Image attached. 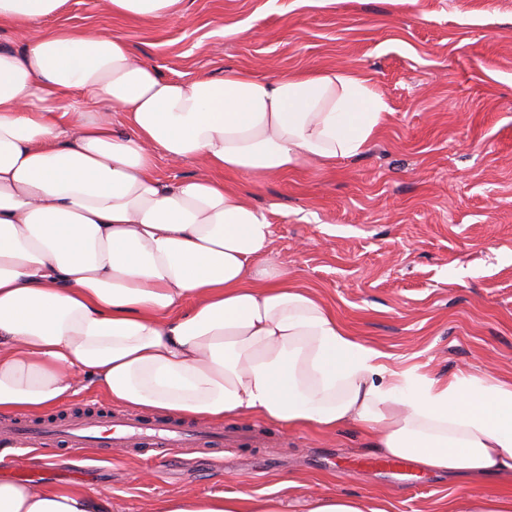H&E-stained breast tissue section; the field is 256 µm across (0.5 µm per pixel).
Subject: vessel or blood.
Returning a JSON list of instances; mask_svg holds the SVG:
<instances>
[{"label":"vessel or blood","instance_id":"1","mask_svg":"<svg viewBox=\"0 0 512 512\" xmlns=\"http://www.w3.org/2000/svg\"><path fill=\"white\" fill-rule=\"evenodd\" d=\"M0 438L20 441L27 446L59 445L70 460L88 455L106 459L112 449L126 448L131 455L145 452L164 457L175 448L206 451L219 444L228 448L251 445V437L209 432L173 424L156 418L120 415L109 411L82 413L67 421L56 419H10L0 421Z\"/></svg>","mask_w":512,"mask_h":512}]
</instances>
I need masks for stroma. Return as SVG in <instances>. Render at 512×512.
<instances>
[{"mask_svg": "<svg viewBox=\"0 0 512 512\" xmlns=\"http://www.w3.org/2000/svg\"><path fill=\"white\" fill-rule=\"evenodd\" d=\"M65 23L108 27L162 76L364 71L391 115L369 150L329 169L305 166L239 183L272 214L271 257L354 336L429 375L493 364L512 376V0H181L176 16L137 22L69 0ZM215 430L255 446L142 459L116 448L74 465L19 450L47 483L154 512L176 492L309 499L349 495L393 512H442L460 481L382 454L352 427L331 439L231 417ZM152 470L140 483L133 475Z\"/></svg>", "mask_w": 512, "mask_h": 512, "instance_id": "stroma-1", "label": "stroma"}]
</instances>
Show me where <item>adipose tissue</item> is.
I'll return each instance as SVG.
<instances>
[{
    "instance_id": "adipose-tissue-1",
    "label": "adipose tissue",
    "mask_w": 512,
    "mask_h": 512,
    "mask_svg": "<svg viewBox=\"0 0 512 512\" xmlns=\"http://www.w3.org/2000/svg\"><path fill=\"white\" fill-rule=\"evenodd\" d=\"M181 0H102L107 16H175ZM68 0H0V26L51 19L0 48V414L95 389L198 422L254 415L324 436L353 425L428 471L508 478L448 512H512V379L431 377L351 335L267 260L259 182L367 151L388 119L363 71L226 68L163 78L125 39L76 30ZM205 171L174 183L155 157ZM0 512H107L77 488L0 482ZM155 512H285L277 498L177 493Z\"/></svg>"
}]
</instances>
